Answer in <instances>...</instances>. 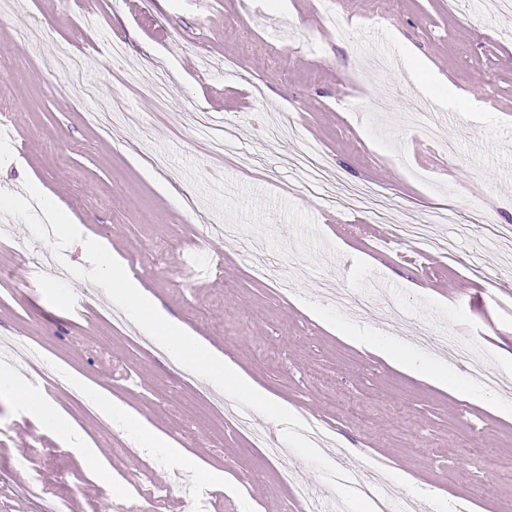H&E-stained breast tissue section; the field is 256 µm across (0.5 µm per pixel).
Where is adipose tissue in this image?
I'll list each match as a JSON object with an SVG mask.
<instances>
[{
    "label": "adipose tissue",
    "mask_w": 512,
    "mask_h": 512,
    "mask_svg": "<svg viewBox=\"0 0 512 512\" xmlns=\"http://www.w3.org/2000/svg\"><path fill=\"white\" fill-rule=\"evenodd\" d=\"M336 333L358 348L368 350L386 363L400 368L402 371L418 377L427 378L432 384L443 387L447 384L448 364L439 359H429L415 348L396 337L382 338L379 336H363L356 329L337 327ZM97 404L113 418L134 427L146 450H166L171 463L183 464L187 454L179 449L170 447L169 439L155 429L145 419L134 415L120 401L112 399L111 395L102 393L96 397Z\"/></svg>",
    "instance_id": "1"
}]
</instances>
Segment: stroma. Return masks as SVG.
I'll return each instance as SVG.
<instances>
[{
  "label": "stroma",
  "mask_w": 512,
  "mask_h": 512,
  "mask_svg": "<svg viewBox=\"0 0 512 512\" xmlns=\"http://www.w3.org/2000/svg\"><path fill=\"white\" fill-rule=\"evenodd\" d=\"M94 18H87L86 8ZM0 0V98L13 104L17 137L0 142V190L35 185L84 236L106 242L131 279L184 328L228 357L274 401L318 418L324 453L339 469L388 460L384 478L430 501L432 512H512V416L458 398L469 377L448 369L441 388L389 366L314 319L313 310L368 332L375 320L333 308L331 291L373 284L406 312L390 335L434 330L459 336L512 389V255L482 224L483 210L512 227V15L490 0ZM349 35L340 39L337 27ZM124 55L112 59L113 41ZM417 53L404 63L405 47ZM83 56L79 102L56 67L62 50ZM279 64H272L271 55ZM262 84L263 101L252 95ZM121 100L135 120L111 132L91 123ZM207 108L238 127L224 155L207 157L192 119ZM325 155L341 182L376 184L391 198L389 221L351 212L336 228L326 192L306 188L291 157ZM462 212L469 235L424 264L419 246L393 238L401 222L434 209ZM224 221L261 240L277 260L293 253L306 279L281 293L255 276L238 239H201ZM21 220L0 217V371L20 372L34 397L76 423L65 436L0 385V512H182L184 483L203 486L210 512H303L282 482L294 469L327 500L335 487L298 455L274 457L213 407L199 378H182L160 346L142 348L113 323L106 293L72 276L87 267L79 246L53 271ZM485 267L476 278L471 264ZM482 288L486 303L455 295ZM34 347L68 376L121 401L176 447L208 464L173 476L164 453L140 447L115 422L101 434L83 397L54 388L31 364ZM94 449L109 466L99 477Z\"/></svg>",
  "instance_id": "35a3bbf8"
}]
</instances>
